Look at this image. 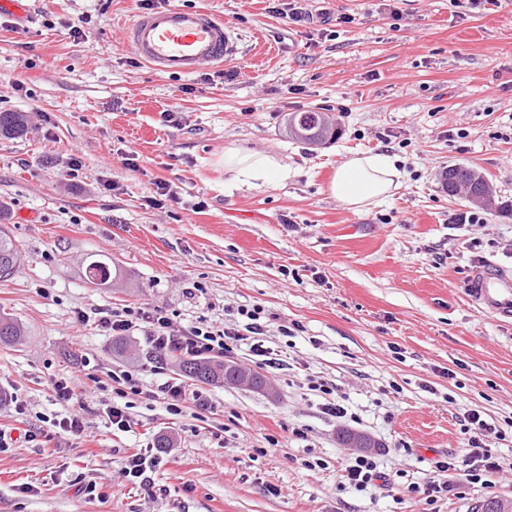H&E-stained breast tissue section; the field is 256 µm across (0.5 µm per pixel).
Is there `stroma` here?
I'll list each match as a JSON object with an SVG mask.
<instances>
[{"mask_svg":"<svg viewBox=\"0 0 512 512\" xmlns=\"http://www.w3.org/2000/svg\"><path fill=\"white\" fill-rule=\"evenodd\" d=\"M170 2L238 29L242 55L225 67L234 79L140 62L124 43L140 0H28L27 17H0V112L28 117L26 134L0 139V205L20 250L17 273L0 280V312L26 330L22 345L0 346V388L27 404L22 416L0 407V430L15 438L0 452V512H471L486 496L512 500V432L496 445L491 484L458 483L434 502L407 490L466 448L468 408L512 423V319L473 305L465 288L478 257L512 270V0H306L303 26L271 0ZM82 20L92 35L77 40L68 26ZM310 111L329 115L334 140L288 136V114ZM233 147L276 154L287 179L230 184ZM129 150L138 171L121 163ZM378 150L399 157L404 183L351 210L328 184L345 158ZM458 164L495 197L485 223L461 229L448 219L473 203L443 188ZM160 179L179 204L145 208ZM98 256L117 271L101 288L85 277ZM255 304L275 361L245 345L228 357L271 380L274 395L200 384L205 407L177 418L137 396L122 433L87 381L76 390L79 445L24 439L67 415L51 385L82 361L102 378L138 371L152 391L177 373L170 362L156 373L139 332L114 354L115 337L75 322V310L163 308L187 329ZM291 323L300 332L282 335ZM311 377L344 396L351 420L322 413ZM344 430L375 442L393 485L344 481ZM161 434L169 448L156 449ZM139 448L148 490L122 475Z\"/></svg>","mask_w":512,"mask_h":512,"instance_id":"35a3bbf8","label":"stroma"}]
</instances>
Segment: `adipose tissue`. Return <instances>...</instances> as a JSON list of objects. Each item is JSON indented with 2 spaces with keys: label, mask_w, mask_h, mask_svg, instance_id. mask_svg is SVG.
Returning a JSON list of instances; mask_svg holds the SVG:
<instances>
[{
  "label": "adipose tissue",
  "mask_w": 512,
  "mask_h": 512,
  "mask_svg": "<svg viewBox=\"0 0 512 512\" xmlns=\"http://www.w3.org/2000/svg\"><path fill=\"white\" fill-rule=\"evenodd\" d=\"M224 170L233 183L257 187L287 178L288 169L276 156L229 148ZM404 173L396 156L384 151L351 156L336 169L328 190L346 207L360 211L382 204L402 185Z\"/></svg>",
  "instance_id": "obj_1"
}]
</instances>
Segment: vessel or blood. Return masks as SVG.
I'll return each instance as SVG.
<instances>
[{
    "mask_svg": "<svg viewBox=\"0 0 512 512\" xmlns=\"http://www.w3.org/2000/svg\"><path fill=\"white\" fill-rule=\"evenodd\" d=\"M124 40L144 63L162 75L189 76L220 67L240 53L234 26L207 10L170 6L133 16ZM468 296L487 312L512 318V272L495 263L473 268Z\"/></svg>",
    "mask_w": 512,
    "mask_h": 512,
    "instance_id": "vessel-or-blood-1",
    "label": "vessel or blood"
}]
</instances>
